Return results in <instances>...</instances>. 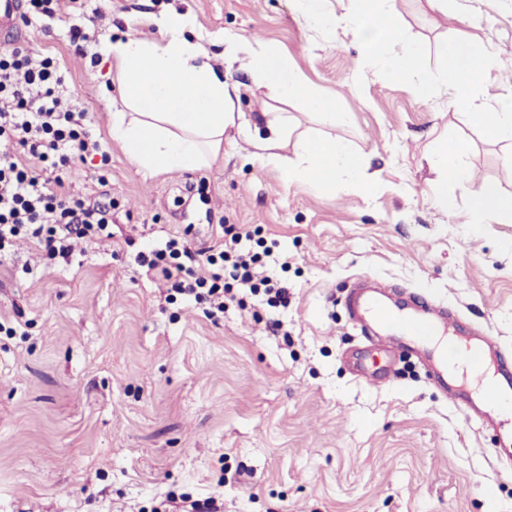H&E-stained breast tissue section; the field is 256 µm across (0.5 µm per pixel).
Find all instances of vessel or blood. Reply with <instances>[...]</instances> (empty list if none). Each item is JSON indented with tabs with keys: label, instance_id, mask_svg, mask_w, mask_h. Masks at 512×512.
<instances>
[{
	"label": "vessel or blood",
	"instance_id": "vessel-or-blood-1",
	"mask_svg": "<svg viewBox=\"0 0 512 512\" xmlns=\"http://www.w3.org/2000/svg\"><path fill=\"white\" fill-rule=\"evenodd\" d=\"M22 6V0H0V45L20 43ZM345 307L364 338L404 341L446 389L452 405L466 407L473 418L495 427H501L504 414L512 415V352L481 328L462 330L445 307L425 298L410 309L395 307L372 276L360 277ZM462 357L470 364L465 375L455 369Z\"/></svg>",
	"mask_w": 512,
	"mask_h": 512
}]
</instances>
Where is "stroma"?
<instances>
[{
	"label": "stroma",
	"instance_id": "1",
	"mask_svg": "<svg viewBox=\"0 0 512 512\" xmlns=\"http://www.w3.org/2000/svg\"><path fill=\"white\" fill-rule=\"evenodd\" d=\"M170 8L189 15L236 87L235 111L253 122L285 112L294 136L351 142L374 194L285 181L240 137L196 171L139 170L109 135L102 96L120 87L107 46L161 41L154 18ZM393 11L431 66L445 39L491 56L477 105L512 95V0H448L444 10L393 0ZM78 18L83 47L69 37ZM22 32L34 57L53 58L65 96L110 153L106 165L76 163L68 183L108 191L112 237L55 260L20 238L0 262V512H169L209 497L222 512H512V468L496 462L491 433L415 359L397 361L393 383L379 387L353 375L356 352L373 368L382 361L344 306L368 273L399 300L443 301L512 350V221L470 224L467 190L455 185L456 209L439 211L425 161L439 139L464 140L473 182L512 194L502 162L512 138L450 110L445 90L426 99L376 73L352 30L311 27L293 0H58L53 17ZM224 36L276 50L345 121L326 128L305 102L268 97L223 56ZM231 224L271 246L287 305L242 290L213 321L135 261L172 236L218 245Z\"/></svg>",
	"mask_w": 512,
	"mask_h": 512
}]
</instances>
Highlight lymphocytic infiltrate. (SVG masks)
Listing matches in <instances>:
<instances>
[{"label": "lymphocytic infiltrate", "mask_w": 512, "mask_h": 512, "mask_svg": "<svg viewBox=\"0 0 512 512\" xmlns=\"http://www.w3.org/2000/svg\"><path fill=\"white\" fill-rule=\"evenodd\" d=\"M63 83L52 58H34L22 46L0 50V140L32 158L27 164L19 154H0V253L21 236L34 239L50 258L72 253L75 240L112 236L110 209L65 187L75 161L104 149L82 113L71 109ZM252 239L251 231L232 225L220 245L206 250L173 237L139 252L137 263L146 275L204 305L211 318L223 312L236 287L264 292L269 306L286 304L287 288L267 273Z\"/></svg>", "instance_id": "obj_1"}]
</instances>
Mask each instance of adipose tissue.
<instances>
[{
    "instance_id": "obj_1",
    "label": "adipose tissue",
    "mask_w": 512,
    "mask_h": 512,
    "mask_svg": "<svg viewBox=\"0 0 512 512\" xmlns=\"http://www.w3.org/2000/svg\"><path fill=\"white\" fill-rule=\"evenodd\" d=\"M293 2L298 14L312 26L343 21L361 38L365 61L378 72L410 83L425 98L437 87H446L449 107L467 111L470 119L490 134L512 136L511 96L489 111L474 103V92L491 63L465 40L441 42L436 48L441 66L433 70L426 64L422 45L409 40L399 28L392 0H351L349 12L340 19L331 14L330 0ZM155 23L162 42L129 38L109 48L117 62L122 102L112 113L110 134L139 168L163 174L210 165L226 131L232 128L250 140L254 160L274 167L285 181H303L324 189L342 185L373 194L375 182L365 157L344 140L301 138L296 143V160L282 156L289 138L287 113H264L261 130L246 118L236 117L232 88L216 74L197 43L185 36L187 17L169 10L156 17ZM242 50L255 83L266 87L273 99L306 100L326 126L344 121L335 99L310 95L302 74L273 49L249 41ZM465 149L464 142L443 140L427 155V164L439 177L433 187L436 206L453 212L456 202L448 194L449 185L468 184L472 187L468 203L471 223L512 216V195L504 194L491 181L473 183L461 162Z\"/></svg>"
}]
</instances>
